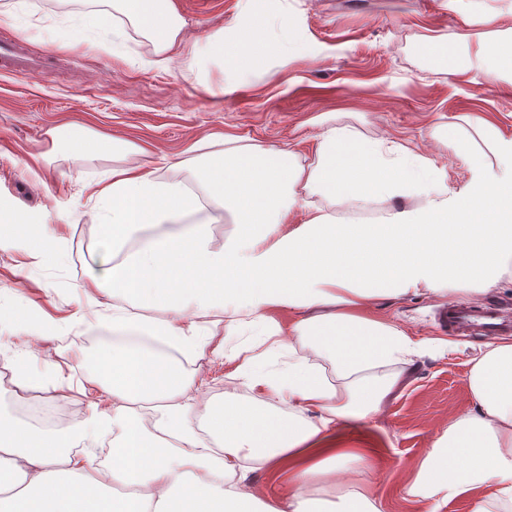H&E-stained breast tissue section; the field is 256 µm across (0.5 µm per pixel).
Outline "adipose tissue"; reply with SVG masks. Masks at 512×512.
I'll use <instances>...</instances> for the list:
<instances>
[{"label":"adipose tissue","instance_id":"ef3b65f1","mask_svg":"<svg viewBox=\"0 0 512 512\" xmlns=\"http://www.w3.org/2000/svg\"><path fill=\"white\" fill-rule=\"evenodd\" d=\"M83 26L112 13L153 46L156 66L187 47L175 0H89ZM228 81L269 71L276 55L265 19L249 11L209 39ZM490 79L512 77V22L494 20L479 42ZM315 156L225 135L203 138L208 154L186 160L174 179L141 160L134 143L95 142L83 131L53 129V147L103 145L120 157L92 193L98 204L97 280L108 285L111 343L97 350L86 381L110 409H91L62 430L0 418V512H324L320 484L341 491L346 512H378L370 492L350 483L366 455L346 432L377 416L405 387L424 353L399 325L373 313L382 299L421 293L473 298L512 279V139L481 116H453L437 137L471 159L460 196L448 172L418 147L370 137L325 121ZM234 229L222 244L211 210ZM0 250L23 248L18 275L57 260L52 234L33 237L32 220L11 215ZM288 310L281 321L277 311ZM224 325V338L200 322ZM250 329L249 340L226 339ZM311 342L335 372L272 358ZM230 363L243 390L261 402H213L191 366L204 355ZM458 414L408 482L410 496L441 505L475 501V512H512V340L480 348L469 361ZM163 411V433L147 430L137 404ZM203 406L206 435L187 418ZM112 440L107 461L90 441ZM273 472L284 493L256 486Z\"/></svg>","mask_w":512,"mask_h":512}]
</instances>
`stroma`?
<instances>
[{
  "label": "stroma",
  "instance_id": "obj_1",
  "mask_svg": "<svg viewBox=\"0 0 512 512\" xmlns=\"http://www.w3.org/2000/svg\"><path fill=\"white\" fill-rule=\"evenodd\" d=\"M0 15V40L19 38L41 73L0 68V207L32 214L31 235L50 228L67 246L65 259L33 270L25 285L15 272L26 257L0 250V287L10 304L33 319L55 321L57 332L34 337L0 328V386L27 367L35 350L37 376L49 384L42 405L82 416L89 400L76 384L97 344L112 335L108 311L86 310L70 323L77 294L94 289L97 228L90 186L111 169L106 153L52 151L48 130L80 127L129 140L161 168L176 164L196 139L224 131L267 145L288 146L312 160L329 113L370 136H393L418 146L448 172L449 195L470 179L464 152L433 136L450 116L479 113L512 138V82L485 79L475 58L488 19L512 13V0H176L189 40L202 42L238 14L257 8L283 40L285 58L271 73L225 85L220 64L206 50L185 53L178 66H150L151 44L135 31L121 40L82 37L83 0H13ZM465 67L452 76L448 65ZM225 86L223 97L208 90ZM451 297L424 293L374 306L377 316L420 340L440 338L438 312ZM483 336H452L448 352L416 359L408 383L382 412L359 428L368 467L356 468V487H371L380 512H423L407 493L434 439L470 407L467 360Z\"/></svg>",
  "mask_w": 512,
  "mask_h": 512
}]
</instances>
